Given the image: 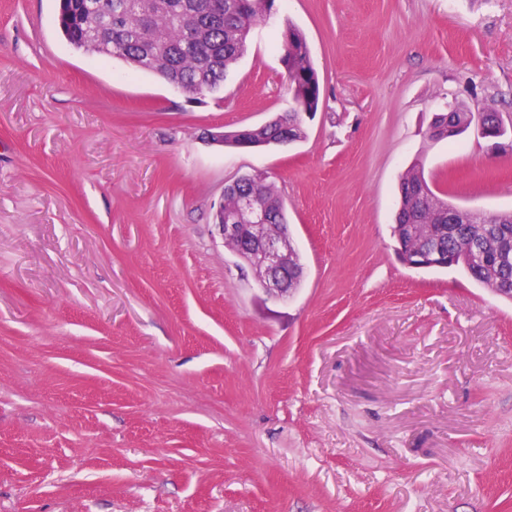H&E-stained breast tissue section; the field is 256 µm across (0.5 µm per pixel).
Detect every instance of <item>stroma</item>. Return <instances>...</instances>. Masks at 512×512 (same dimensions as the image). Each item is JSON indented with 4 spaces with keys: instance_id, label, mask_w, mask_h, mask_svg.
Segmentation results:
<instances>
[{
    "instance_id": "obj_1",
    "label": "stroma",
    "mask_w": 512,
    "mask_h": 512,
    "mask_svg": "<svg viewBox=\"0 0 512 512\" xmlns=\"http://www.w3.org/2000/svg\"><path fill=\"white\" fill-rule=\"evenodd\" d=\"M57 0H0V512H512V301L398 258L414 159L512 210V0H280L322 99L306 140L210 133L288 107L255 33L194 100L72 49ZM266 172L304 266L273 297L212 223ZM448 113H451L452 122L455 128H459L461 131L467 128L473 127L478 137L486 140L494 139L497 141H503L501 137L505 135V128L499 127L490 129L483 124L482 116L483 112H470L467 108L461 105H449V112H445L444 119H446V125L448 126ZM474 117V123L471 125ZM471 125V126H470ZM495 147H501L503 144L496 143Z\"/></svg>"
}]
</instances>
